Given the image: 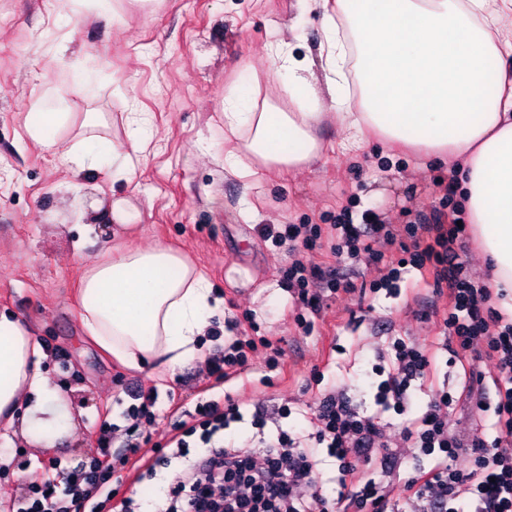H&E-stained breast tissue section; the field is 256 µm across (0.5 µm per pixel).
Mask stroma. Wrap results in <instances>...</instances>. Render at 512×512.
I'll use <instances>...</instances> for the list:
<instances>
[{
	"mask_svg": "<svg viewBox=\"0 0 512 512\" xmlns=\"http://www.w3.org/2000/svg\"><path fill=\"white\" fill-rule=\"evenodd\" d=\"M322 15L316 0L304 8L297 0H147L121 22L93 13L69 21L55 0H0V312L33 330L71 411L53 448L37 452L21 436L9 444L0 438V500L19 496L31 476L50 474L51 461L96 453L103 423L127 427L131 394L158 392L159 417L140 430L166 443L171 400L211 382L205 358L148 375L125 369L87 339L77 313L81 275L117 242L163 243L193 258L224 297V316L212 322L206 346L248 310L258 335L281 340L282 369L268 371L258 360L225 383L243 415L225 430V442L249 443L259 453L279 431H309L310 404L342 386L365 414H381L396 445L404 420L421 415L432 394L459 393L463 371L449 365L436 317L419 314L443 303L432 281L413 270L403 274L399 294L341 295L303 334L283 279L292 256L261 234L265 224H332L345 208L357 224L367 211L380 224H410L419 212L450 210L463 199L447 193L449 163L375 136L356 140L330 114L319 127L322 157L309 167L244 178L224 170L226 88L255 76L261 97L278 99L270 45L286 41L297 57L318 59ZM92 56L98 72L90 93L69 98L76 119L102 113L92 133L117 140L135 110L147 114L155 136L130 180L107 167L89 172L75 192L66 165L27 136L24 116L32 93L65 88L69 73ZM278 101L292 111L287 100ZM92 199L106 211L127 201L140 218L129 229L93 223ZM398 338L438 348L430 381L411 388L402 416L376 403L379 369ZM284 404L291 413L282 418L277 409ZM258 409L267 415L260 433L250 422ZM180 471L174 462L138 482L121 470L112 482L120 495L150 504L164 498Z\"/></svg>",
	"mask_w": 512,
	"mask_h": 512,
	"instance_id": "35a3bbf8",
	"label": "stroma"
}]
</instances>
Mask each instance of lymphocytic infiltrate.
<instances>
[{"mask_svg": "<svg viewBox=\"0 0 512 512\" xmlns=\"http://www.w3.org/2000/svg\"><path fill=\"white\" fill-rule=\"evenodd\" d=\"M261 232L293 256L283 275L297 309L294 321L305 331L327 299L355 290L333 268L314 263L315 253L325 248L337 262L371 264L384 257L377 243L399 246L402 259L381 283L371 284L374 293L395 287L409 267L431 275L435 287L446 288L441 325L452 344L449 361L465 367L466 380L459 395L441 392L403 428L406 447L436 456L437 462L412 469L400 490L411 512H512V316L501 312L497 294L472 278L456 251L467 227L436 210L425 224H357L345 216L333 224L266 225ZM261 349L267 369L283 367V348L266 337H230L209 361L216 384L246 370ZM392 349L376 401L401 415L413 382L427 380L434 358L426 346L400 338ZM475 350L491 362L490 374L468 370V357ZM460 401L480 414L494 412V439L481 432L465 442L457 438L448 425V409ZM240 417L234 404L198 397L194 410L175 426L171 456L184 462L182 479L169 488L155 512H388L393 489L387 478L397 466L398 453L384 441L381 416L360 413L342 390L321 394L314 403L311 433L296 438L280 434L267 444L260 463L249 449L215 443ZM193 436L207 450L194 461L189 458ZM97 444L96 456L58 469L55 478L31 479L19 501L0 506V512H135L132 500L113 489V473L137 466L152 471L163 464V457L142 454L132 432L122 451L112 452L107 427ZM317 444L325 445L337 461L339 490L333 498L325 495L317 470ZM371 461L378 462V472H369Z\"/></svg>", "mask_w": 512, "mask_h": 512, "instance_id": "lymphocytic-infiltrate-1", "label": "lymphocytic infiltrate"}]
</instances>
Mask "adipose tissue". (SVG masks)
<instances>
[{
  "label": "adipose tissue",
  "mask_w": 512,
  "mask_h": 512,
  "mask_svg": "<svg viewBox=\"0 0 512 512\" xmlns=\"http://www.w3.org/2000/svg\"><path fill=\"white\" fill-rule=\"evenodd\" d=\"M324 23L325 92L315 88L312 61L286 42L270 55L279 95L294 111L259 100L254 83L226 89L224 130L234 146L225 170L255 176L310 166L322 155L316 129L329 109L357 136L458 162L469 221L489 258L487 281L512 311V73L499 49L512 35V0H336ZM350 56L355 95L344 73ZM71 118L66 95L35 96L25 128L77 174L110 163L129 176L153 137L141 117L122 141L68 138ZM77 311L91 341L123 367L173 371L200 355L224 299L186 253L128 245L85 269ZM43 360L32 331L0 313V426L41 450L54 447L69 415Z\"/></svg>",
  "instance_id": "obj_1"
}]
</instances>
